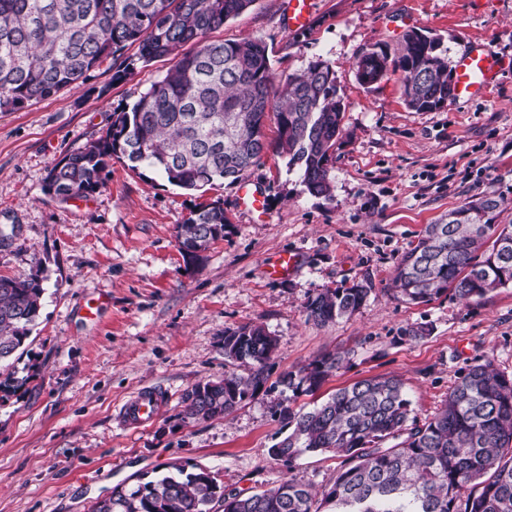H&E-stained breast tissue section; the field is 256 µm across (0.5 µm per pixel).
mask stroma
<instances>
[{"label":"stroma","mask_w":512,"mask_h":512,"mask_svg":"<svg viewBox=\"0 0 512 512\" xmlns=\"http://www.w3.org/2000/svg\"><path fill=\"white\" fill-rule=\"evenodd\" d=\"M437 34L448 60L481 43L508 65L485 97L409 109L399 74L372 87L354 69L366 48H395L404 34ZM218 40L259 39L278 79L315 59L336 75L344 138L330 198L311 196L287 159L268 152L248 176L266 195V219L236 185L187 191L161 175L112 160L105 184L87 197L44 193L48 170L105 134L116 109L132 105L172 65L136 60L113 81L104 62L84 82L26 107L0 112V276L38 275L39 318L11 370L19 385L0 399V512H90L138 475L167 464L198 465L225 491L250 495L295 474L316 489L340 458L308 453L294 464L269 448L288 433L282 407L311 408L359 380L394 375L424 420L472 365L512 375V286L461 301L398 299L391 277L426 225L473 196L495 192L512 221V0H312L306 28L289 30L285 0L252 5L214 31ZM220 202L223 239L201 263L184 259L176 226L196 207ZM286 252L301 265L287 279L269 270ZM372 294L353 316L321 326L308 298L352 281ZM105 297L85 319L88 299ZM262 325L277 350L256 393L228 417L185 421L183 393L249 365L224 358V331ZM429 329L414 339L411 329ZM349 360L312 395L293 396L282 374L327 352ZM145 387L169 400L147 425L124 426L118 411Z\"/></svg>","instance_id":"1"}]
</instances>
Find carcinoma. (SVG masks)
<instances>
[{"instance_id": "obj_1", "label": "carcinoma", "mask_w": 512, "mask_h": 512, "mask_svg": "<svg viewBox=\"0 0 512 512\" xmlns=\"http://www.w3.org/2000/svg\"><path fill=\"white\" fill-rule=\"evenodd\" d=\"M254 0H0V112L51 97L112 59V79L130 71L124 52L135 45L143 62L171 56L166 74L130 108L112 113L105 134L55 163L43 190L63 198L88 196L104 185L110 161L164 174L169 183L199 190L217 181L237 184L272 148L288 156L306 191L331 196V166L343 132L345 105L323 60L309 62L275 86L268 47L261 40H214L210 34ZM191 45V50L181 48ZM401 73L407 106L440 108L453 97L442 39L405 33L389 71ZM273 115L278 140L268 143ZM506 199L494 193L468 200L429 224L398 262L397 297L429 302L446 293L481 298L512 285V224L500 223ZM229 223L219 203L193 210L177 226L183 256L224 237ZM44 288L36 276L0 277V364L35 326ZM362 281L308 299V319L326 326L366 305ZM277 340L258 324L224 331V357L251 365L248 375L226 374L198 383L182 397L184 418L227 416L264 380ZM345 356L327 353L286 373L294 395L315 392L342 368ZM411 401L395 377L362 379L309 411L286 406L292 430L269 448L288 464L305 453L343 458L333 483L317 492L290 477L244 496L224 492L203 467L138 477L117 487L91 512H512V376L486 361L468 368L443 405L423 422L408 423Z\"/></svg>"}]
</instances>
